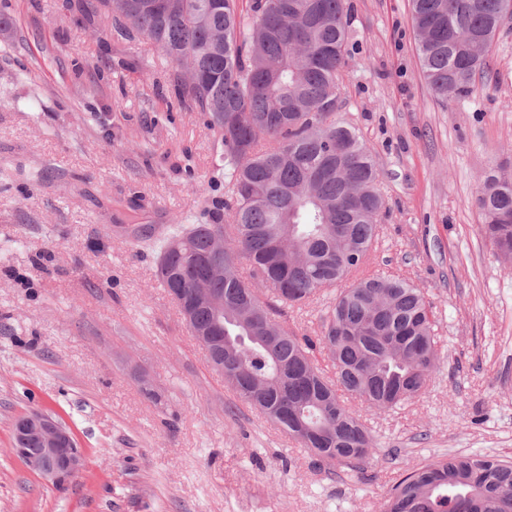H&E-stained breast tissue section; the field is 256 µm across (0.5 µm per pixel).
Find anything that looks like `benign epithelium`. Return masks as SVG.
<instances>
[{
  "instance_id": "obj_1",
  "label": "benign epithelium",
  "mask_w": 512,
  "mask_h": 512,
  "mask_svg": "<svg viewBox=\"0 0 512 512\" xmlns=\"http://www.w3.org/2000/svg\"><path fill=\"white\" fill-rule=\"evenodd\" d=\"M170 298L182 309V319L187 325L197 305L208 303L220 309V302L214 295L208 298L198 295L187 306L177 289L170 292ZM11 433L13 454L53 487L67 485L85 465V454L78 448L74 433L49 412L33 410L19 415L12 424ZM33 441L41 445L37 455L27 453V446Z\"/></svg>"
}]
</instances>
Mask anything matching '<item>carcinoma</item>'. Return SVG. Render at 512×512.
I'll return each mask as SVG.
<instances>
[{
	"instance_id": "carcinoma-1",
	"label": "carcinoma",
	"mask_w": 512,
	"mask_h": 512,
	"mask_svg": "<svg viewBox=\"0 0 512 512\" xmlns=\"http://www.w3.org/2000/svg\"><path fill=\"white\" fill-rule=\"evenodd\" d=\"M86 0L120 36H143L199 75L174 79L176 97L207 116L224 145L230 224L180 229L184 240L158 273L165 290L210 288L224 297V379L247 404L328 472H357L374 454L370 433L341 397L389 410L421 396L438 336L421 292L398 277L352 279L383 205L372 157L332 119L347 54L345 0ZM512 0H411L424 79L441 99L470 96ZM485 237L512 262V172H490L479 191ZM210 256L220 276L194 263ZM249 267V277L240 273ZM336 288L321 320L330 377L314 341L285 329L281 308ZM384 512H512V463L453 455L396 481Z\"/></svg>"
}]
</instances>
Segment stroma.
<instances>
[{
    "instance_id": "35a3bbf8",
    "label": "stroma",
    "mask_w": 512,
    "mask_h": 512,
    "mask_svg": "<svg viewBox=\"0 0 512 512\" xmlns=\"http://www.w3.org/2000/svg\"><path fill=\"white\" fill-rule=\"evenodd\" d=\"M79 4L0 0V512H381L420 464L512 460V263L476 205L489 168L512 163V18L476 91L443 101L410 0H348L335 119L361 137L384 199L357 275L420 288L440 345L419 399H349L375 448L356 475L316 469L244 402L157 282L161 235L225 221L224 147L176 98V64ZM333 299L289 308L287 326L319 335ZM33 409L85 451L63 490L11 451Z\"/></svg>"
}]
</instances>
